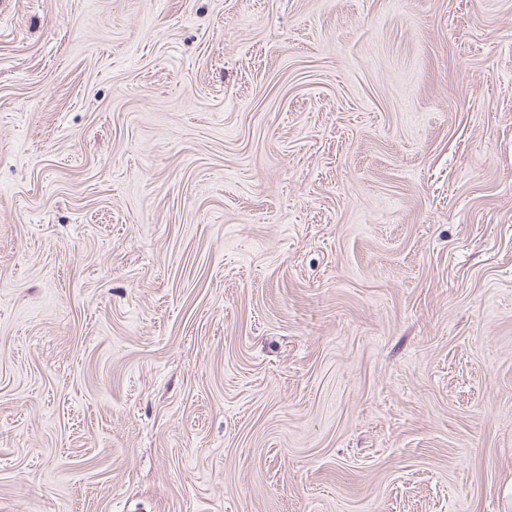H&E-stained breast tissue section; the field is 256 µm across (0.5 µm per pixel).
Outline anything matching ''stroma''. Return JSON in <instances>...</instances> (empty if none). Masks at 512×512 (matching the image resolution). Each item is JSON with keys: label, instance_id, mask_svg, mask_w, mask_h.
Masks as SVG:
<instances>
[{"label": "stroma", "instance_id": "35a3bbf8", "mask_svg": "<svg viewBox=\"0 0 512 512\" xmlns=\"http://www.w3.org/2000/svg\"><path fill=\"white\" fill-rule=\"evenodd\" d=\"M0 512H512V0H0Z\"/></svg>", "mask_w": 512, "mask_h": 512}]
</instances>
